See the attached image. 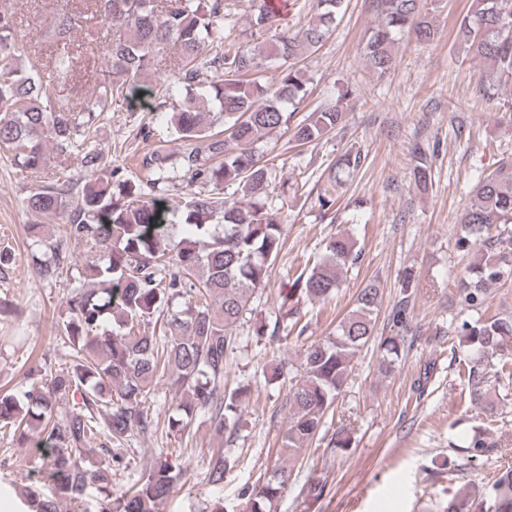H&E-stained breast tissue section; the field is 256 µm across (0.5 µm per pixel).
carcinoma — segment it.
I'll return each instance as SVG.
<instances>
[{
    "label": "carcinoma",
    "mask_w": 512,
    "mask_h": 512,
    "mask_svg": "<svg viewBox=\"0 0 512 512\" xmlns=\"http://www.w3.org/2000/svg\"><path fill=\"white\" fill-rule=\"evenodd\" d=\"M245 2L253 31L242 46L224 37V0H73L46 32L51 62L41 70L18 66L31 53V41L15 16L0 10V148L12 151L22 170H45L52 161L60 167L27 198V207L47 220L27 225L39 247L32 253L33 270L46 283L63 276L77 282L63 296L55 322L59 339L74 351L72 364L55 374L44 363L35 365L25 386L0 393V429L14 431L20 448L35 438L47 449L40 461L48 487L24 488L27 512H59L63 501L78 512H156L187 475L182 457L162 452L142 464L138 481L115 498L112 470L127 462L112 443L152 431L154 418L143 404L156 396L161 380L179 394L167 434L182 435L206 413L219 433L232 434L240 426L250 390L224 389L226 357L234 327L283 247L281 226L266 206L269 169L255 145L281 129L299 145L321 140L342 123L340 101L349 96V90L341 91L337 103L297 123L289 110L307 96L299 63L333 30L345 0H316L317 11L295 31L280 23L268 0ZM371 3L377 22L363 43V58L369 70L385 76L396 67L403 37L427 42L436 29L426 0ZM455 35L484 63L481 91L512 79V0H470ZM170 48L175 57L169 61ZM101 49L107 67L95 95L79 102L52 100L49 83ZM203 54L207 60L201 64ZM271 62L279 63L274 77L266 76ZM161 79L184 86L183 99L168 104L170 135L195 146L183 152L179 176L168 170L167 141L144 157L142 164L155 175L149 197L139 181L104 160L92 135L109 118L113 102L142 103L153 95V81ZM414 158V182L426 189L429 160L419 149ZM71 159L85 171L79 188L61 179ZM178 177L187 192L172 211L164 194ZM197 183L210 189L196 191ZM229 185L239 197L224 196ZM58 221L66 225L67 240L91 245L92 260L80 266L68 247L50 240L46 225ZM460 223L464 235L457 248L476 247L480 255L464 268L457 288L463 306L478 310L487 303L489 287L512 276V234L499 229L512 224V161L479 179ZM361 256L353 238L336 235L322 260L282 297L272 331L262 328L258 334L280 341L300 302L330 301L340 273ZM415 288L412 273H404L389 315L393 335L375 340L380 288L370 282L336 334L302 350L296 374L288 378L289 417L277 448L281 465L261 485L244 490L248 512H266L288 489L290 464L311 447L366 346L378 342L380 372L394 370L411 330ZM154 319L160 321L159 335L145 328ZM453 332L469 351V404L492 414L500 386L512 381L506 371L512 364V315L463 320ZM76 394L83 409L59 417L58 402ZM350 445L351 435L341 427L326 447L345 451ZM494 447L487 436H473L467 465ZM90 456L99 460L88 465ZM202 467L211 486H224L230 463L223 451L208 452ZM491 493L495 512H512V467L500 470Z\"/></svg>",
    "instance_id": "1"
}]
</instances>
